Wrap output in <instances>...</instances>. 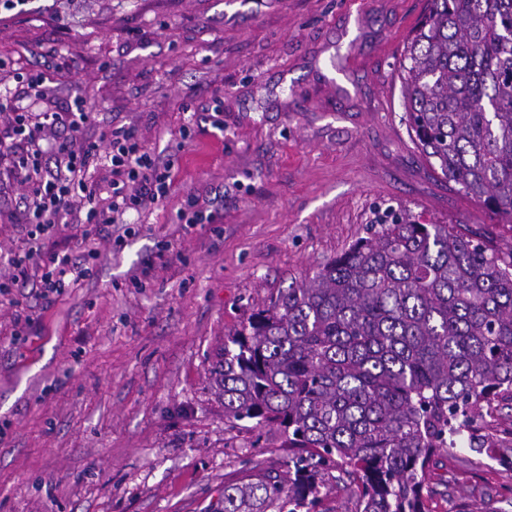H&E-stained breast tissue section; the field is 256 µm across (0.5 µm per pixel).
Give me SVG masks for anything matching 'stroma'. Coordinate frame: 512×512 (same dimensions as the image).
<instances>
[{"label": "stroma", "instance_id": "stroma-1", "mask_svg": "<svg viewBox=\"0 0 512 512\" xmlns=\"http://www.w3.org/2000/svg\"><path fill=\"white\" fill-rule=\"evenodd\" d=\"M426 0H23L0 7V92L44 78L171 163L168 199L130 236L95 235L90 277L13 333L0 304V512H215L248 471L281 473L274 427L224 417L208 368L277 289L359 237L375 207L464 224L512 248V224L422 160L394 70ZM0 187V272L26 243ZM210 224L183 227L188 196ZM170 254H161L163 241ZM150 276L131 281L145 265ZM473 447L437 454L425 512H512V400Z\"/></svg>", "mask_w": 512, "mask_h": 512}]
</instances>
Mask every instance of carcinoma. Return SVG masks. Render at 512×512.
I'll list each match as a JSON object with an SVG mask.
<instances>
[{
  "mask_svg": "<svg viewBox=\"0 0 512 512\" xmlns=\"http://www.w3.org/2000/svg\"><path fill=\"white\" fill-rule=\"evenodd\" d=\"M396 65L426 163L512 220V0H429ZM224 418L285 436L288 470L224 486L219 512H316L332 470L355 512H424L427 469L512 398V250L389 211L277 291L212 362Z\"/></svg>",
  "mask_w": 512,
  "mask_h": 512,
  "instance_id": "carcinoma-1",
  "label": "carcinoma"
}]
</instances>
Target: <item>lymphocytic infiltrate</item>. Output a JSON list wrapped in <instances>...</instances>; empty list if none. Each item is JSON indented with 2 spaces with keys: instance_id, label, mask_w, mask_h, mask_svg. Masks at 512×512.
<instances>
[{
  "instance_id": "obj_1",
  "label": "lymphocytic infiltrate",
  "mask_w": 512,
  "mask_h": 512,
  "mask_svg": "<svg viewBox=\"0 0 512 512\" xmlns=\"http://www.w3.org/2000/svg\"><path fill=\"white\" fill-rule=\"evenodd\" d=\"M90 119L80 98L67 109L28 114L17 110L11 95H0V158L11 164L28 217L27 246L8 257L9 269L0 275L1 299L30 286L50 303L91 274L99 252L89 235L78 248L61 246L53 240L59 225L114 224L169 196V168L125 128L85 139Z\"/></svg>"
}]
</instances>
